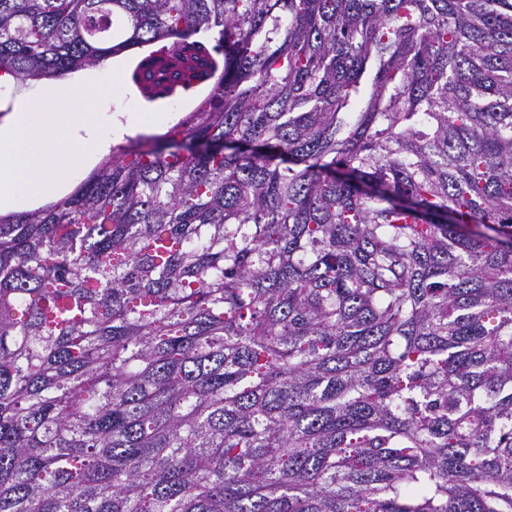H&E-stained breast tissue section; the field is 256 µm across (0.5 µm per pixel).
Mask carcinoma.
I'll list each match as a JSON object with an SVG mask.
<instances>
[{
  "label": "carcinoma",
  "mask_w": 512,
  "mask_h": 512,
  "mask_svg": "<svg viewBox=\"0 0 512 512\" xmlns=\"http://www.w3.org/2000/svg\"><path fill=\"white\" fill-rule=\"evenodd\" d=\"M212 84L0 214V512H512V0H0V72Z\"/></svg>",
  "instance_id": "obj_1"
}]
</instances>
